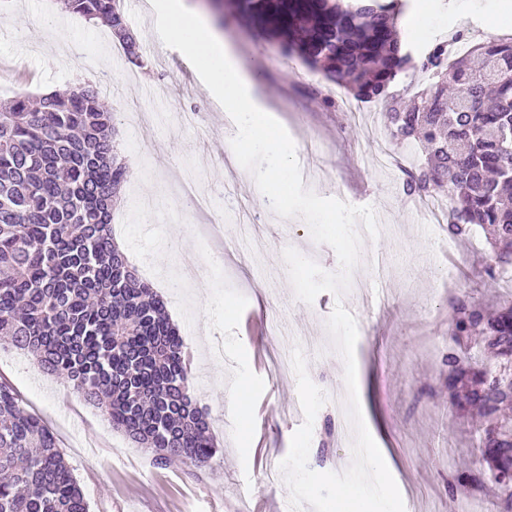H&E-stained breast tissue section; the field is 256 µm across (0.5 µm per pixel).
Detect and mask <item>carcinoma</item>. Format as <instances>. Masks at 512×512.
Segmentation results:
<instances>
[{
    "instance_id": "cac0c4a2",
    "label": "carcinoma",
    "mask_w": 512,
    "mask_h": 512,
    "mask_svg": "<svg viewBox=\"0 0 512 512\" xmlns=\"http://www.w3.org/2000/svg\"><path fill=\"white\" fill-rule=\"evenodd\" d=\"M217 20L247 22L286 55L344 87L381 99L391 134L427 150L404 192L451 197L447 230L486 233L492 278L512 277V40L449 58L432 45L413 64L397 33L402 0H223ZM61 11L100 20L144 69L120 0H57ZM429 82L402 105L391 92L408 69ZM115 115L98 90L78 86L31 103L0 104V333L31 354L112 427L159 464L207 463L217 452L207 412L190 395L189 354L163 300L112 235L114 198L129 170ZM448 409L473 411L482 468L454 473L451 492L495 485L491 512H512V302L449 299ZM0 512H88L53 434L0 379Z\"/></svg>"
}]
</instances>
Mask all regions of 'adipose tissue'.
<instances>
[{
	"instance_id": "1",
	"label": "adipose tissue",
	"mask_w": 512,
	"mask_h": 512,
	"mask_svg": "<svg viewBox=\"0 0 512 512\" xmlns=\"http://www.w3.org/2000/svg\"><path fill=\"white\" fill-rule=\"evenodd\" d=\"M154 7L163 19L159 39L180 43L187 54L201 62L205 88L216 111L234 120L238 150L263 156L265 165L253 173V186L269 206L287 210L288 198L282 187L288 180L293 151L256 94L251 74L225 45L223 34L187 0H156Z\"/></svg>"
}]
</instances>
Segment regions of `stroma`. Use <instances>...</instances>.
I'll list each match as a JSON object with an SVG mask.
<instances>
[{"label": "stroma", "instance_id": "35a3bbf8", "mask_svg": "<svg viewBox=\"0 0 512 512\" xmlns=\"http://www.w3.org/2000/svg\"><path fill=\"white\" fill-rule=\"evenodd\" d=\"M494 7L493 0H434L432 22L402 40L418 57L442 37L453 46L512 39V26L490 36ZM124 12L147 70L130 71L113 57L117 41L104 23L55 9L51 0H0V102L21 91L38 97L89 83L118 113L120 148L136 174L113 208L112 231L176 317L191 353V384L220 451L200 467L157 464L151 449L113 429L103 410L40 371L31 355L1 343L0 377L54 434L89 512H275L289 490L269 483L267 473L288 455L304 421L296 375L276 371L275 363L284 350L328 341L326 321L339 303L357 314L363 416L405 512H488L486 495L448 489L451 466H474L480 457L472 417L448 412V299L463 293L486 305L512 301V280L486 273L491 250L481 228L453 241L445 225L428 223L420 198L403 190L424 160L419 144L393 139L385 113L368 103L353 101L349 113L324 109L298 58L247 25L228 24L225 39L295 144L305 187L372 206L382 226L363 240L355 291L298 300L283 250L294 247L331 273L339 269L334 250L315 243L303 219L280 218L261 204L249 179L261 157L235 153L229 118L214 110L196 62L158 40L146 0ZM181 112L200 113V125L179 129ZM196 172L207 176L201 213L173 191L176 175ZM195 264L211 274L209 298L193 288L172 298L167 282ZM307 364L328 397L314 420L308 464L339 473L352 461V435L340 429L336 412L347 397L343 359L311 355ZM238 387L246 390L240 408L228 399Z\"/></svg>", "mask_w": 512, "mask_h": 512}]
</instances>
